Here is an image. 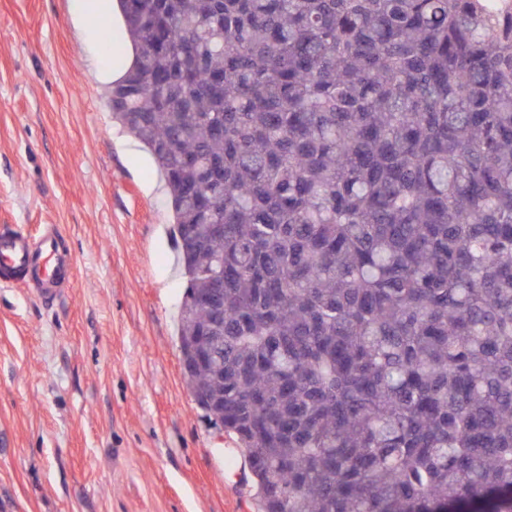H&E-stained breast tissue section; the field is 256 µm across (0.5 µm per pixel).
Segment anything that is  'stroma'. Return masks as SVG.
I'll use <instances>...</instances> for the list:
<instances>
[{
    "label": "stroma",
    "mask_w": 512,
    "mask_h": 512,
    "mask_svg": "<svg viewBox=\"0 0 512 512\" xmlns=\"http://www.w3.org/2000/svg\"><path fill=\"white\" fill-rule=\"evenodd\" d=\"M85 2L0 0V226L74 258L54 302L0 283V512H260L182 371L164 182L96 71L126 31Z\"/></svg>",
    "instance_id": "obj_1"
}]
</instances>
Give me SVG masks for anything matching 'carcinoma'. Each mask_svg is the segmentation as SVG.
Here are the masks:
<instances>
[{"instance_id": "carcinoma-1", "label": "carcinoma", "mask_w": 512, "mask_h": 512, "mask_svg": "<svg viewBox=\"0 0 512 512\" xmlns=\"http://www.w3.org/2000/svg\"><path fill=\"white\" fill-rule=\"evenodd\" d=\"M118 5L106 98L166 183L180 345L219 337L189 388L262 512H512V7Z\"/></svg>"}]
</instances>
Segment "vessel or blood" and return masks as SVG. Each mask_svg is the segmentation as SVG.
Instances as JSON below:
<instances>
[{
  "label": "vessel or blood",
  "mask_w": 512,
  "mask_h": 512,
  "mask_svg": "<svg viewBox=\"0 0 512 512\" xmlns=\"http://www.w3.org/2000/svg\"><path fill=\"white\" fill-rule=\"evenodd\" d=\"M62 240L52 225L35 238L0 228V281H22L33 296L44 301L63 296L72 281L73 259Z\"/></svg>",
  "instance_id": "vessel-or-blood-1"
}]
</instances>
